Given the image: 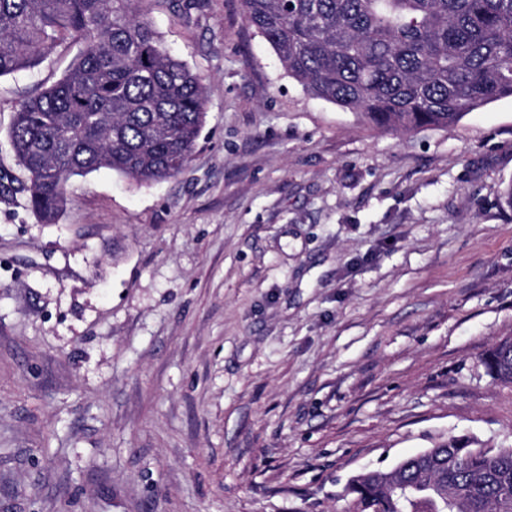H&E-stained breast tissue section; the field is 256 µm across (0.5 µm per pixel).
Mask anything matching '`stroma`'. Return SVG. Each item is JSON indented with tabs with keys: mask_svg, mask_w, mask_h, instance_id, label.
Instances as JSON below:
<instances>
[{
	"mask_svg": "<svg viewBox=\"0 0 512 512\" xmlns=\"http://www.w3.org/2000/svg\"><path fill=\"white\" fill-rule=\"evenodd\" d=\"M207 88L186 168L29 207L0 78V512H357L350 479L512 447V98L391 132L289 77L242 0H152ZM483 365L493 379L512 383V338L494 341L483 355Z\"/></svg>",
	"mask_w": 512,
	"mask_h": 512,
	"instance_id": "obj_1",
	"label": "stroma"
}]
</instances>
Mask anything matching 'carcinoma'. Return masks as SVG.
I'll list each match as a JSON object with an SVG mask.
<instances>
[{"label": "carcinoma", "instance_id": "obj_1", "mask_svg": "<svg viewBox=\"0 0 512 512\" xmlns=\"http://www.w3.org/2000/svg\"><path fill=\"white\" fill-rule=\"evenodd\" d=\"M149 0H0V77L39 65L69 38L83 55L24 101L10 127L28 204L46 223L71 175L109 168L138 181L180 173L206 112L201 78L172 57ZM248 24L288 75L380 128L447 127L512 98V0H243ZM512 383V338L483 355ZM362 512H512V448L451 440L390 472L353 477Z\"/></svg>", "mask_w": 512, "mask_h": 512}]
</instances>
